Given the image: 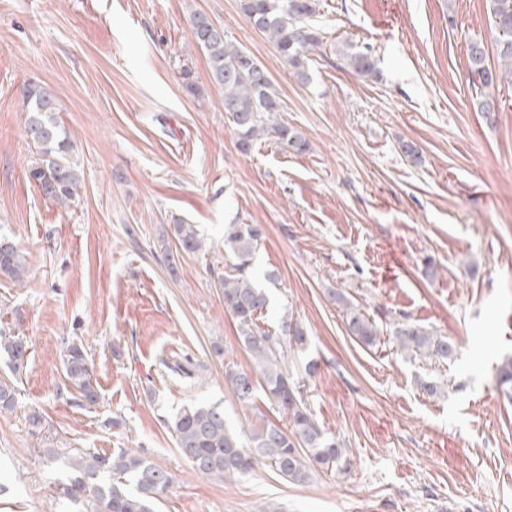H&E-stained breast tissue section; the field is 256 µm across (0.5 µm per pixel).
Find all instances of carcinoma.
Instances as JSON below:
<instances>
[{"label":"carcinoma","mask_w":512,"mask_h":512,"mask_svg":"<svg viewBox=\"0 0 512 512\" xmlns=\"http://www.w3.org/2000/svg\"><path fill=\"white\" fill-rule=\"evenodd\" d=\"M318 0H242L241 10L249 23L272 43L278 55L302 82L309 78L311 56L326 49L321 30L311 24ZM491 34L500 66L488 64L484 50L468 49L470 81L479 95L477 110L497 104L492 94L498 82L512 78V0H488ZM194 43L206 55L212 83L221 93L224 114L242 151L264 138L272 139L285 151L302 153L306 140L288 125L274 120L281 111L279 97L261 64L246 50L226 41L224 29L198 12L190 21ZM346 63L361 77L375 75L371 55L357 51L345 54ZM26 101L24 132L36 150L28 178L47 199L68 206L81 188L82 177L72 158L73 143L59 117L57 99L43 86L24 87ZM182 251L197 253L204 242L196 225L181 219L169 228ZM263 238L258 224H229L224 229V249L230 255L229 267L211 271L214 284L224 298V309L234 320L238 340L253 361L245 371L231 362L224 364V383L239 402L250 405L257 388H262L270 407L285 417L281 427L271 422L241 437L226 422L224 409L216 404L193 403L182 406L168 428L180 454L200 474L229 479L246 475L258 464L292 483H302L319 470L347 474L353 459L343 444L331 436L311 409L306 382L296 378L285 362V352L304 345L307 335L301 324L287 316L279 332L271 333L258 323L269 306V296L256 281L253 263ZM29 267L24 251L10 237L0 236V278L22 287L27 285ZM331 300L346 308L349 336L365 346L377 345L383 335L375 319L350 307L340 291H329ZM394 348L400 354L448 360L456 345L412 322L401 314L390 328ZM0 355L6 358L13 375L26 369L30 350L23 336L0 331ZM66 380L74 386L81 401L91 406L100 399L99 385L81 341L67 342L63 355ZM505 395L512 399V360H505L497 371ZM17 403L15 384L0 380V413L11 412ZM28 433L45 437V418L32 409L26 414ZM44 455L62 464L55 481L58 500L79 503L91 501L96 512H156V502L171 484L169 473L152 463L139 448H115L112 454L87 449L61 452L44 449Z\"/></svg>","instance_id":"cac0c4a2"}]
</instances>
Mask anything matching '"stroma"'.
I'll use <instances>...</instances> for the list:
<instances>
[{
  "label": "stroma",
  "instance_id": "obj_1",
  "mask_svg": "<svg viewBox=\"0 0 512 512\" xmlns=\"http://www.w3.org/2000/svg\"><path fill=\"white\" fill-rule=\"evenodd\" d=\"M318 4L329 48L303 83L240 0H0V234L20 243L30 273L22 288L0 279V327L32 349L18 405L0 414V512H88L55 498L47 444L142 448L174 478L159 512H512V402L496 380L512 357V81L495 87V112L476 111L467 64L471 42L492 40L487 2ZM197 12L265 67L277 118L305 152L270 139L240 151L191 38ZM348 51L371 54L376 76L348 69ZM33 82L56 96L83 174L67 208L28 179ZM177 218L206 247L172 271L162 239ZM228 224L264 229L254 273L277 279L259 323L273 332L290 313L305 328L306 349L287 365L300 377L317 360L308 399L348 448V474L293 484L262 467L222 480L176 447L166 420L185 404L219 405L239 431L281 420L264 396L243 405L224 384L225 362L252 366L211 276L229 261ZM330 288L371 316L401 312L450 337L456 356L363 346ZM73 337L100 387L91 407L63 374ZM169 356L189 361V383L166 371ZM32 407L48 441L27 431Z\"/></svg>",
  "mask_w": 512,
  "mask_h": 512
}]
</instances>
